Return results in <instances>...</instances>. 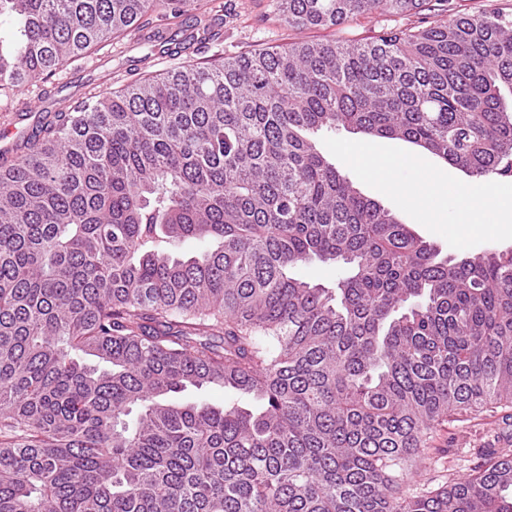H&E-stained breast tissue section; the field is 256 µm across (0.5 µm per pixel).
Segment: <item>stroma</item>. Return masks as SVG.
Listing matches in <instances>:
<instances>
[{
	"label": "stroma",
	"mask_w": 512,
	"mask_h": 512,
	"mask_svg": "<svg viewBox=\"0 0 512 512\" xmlns=\"http://www.w3.org/2000/svg\"><path fill=\"white\" fill-rule=\"evenodd\" d=\"M213 1L216 0H197L196 10L184 17V33H192L196 27L206 24L219 35L218 40L199 45L198 49L189 52V59L197 62L234 57L292 41L334 37L368 41L383 28L419 26L434 16L432 0H422L418 8L406 14L377 12L330 29L295 31L279 19L276 0H217L222 5L218 12L212 9ZM174 34L170 26L153 22L139 38L114 44L110 62L72 63L63 66L60 86H49L44 92L35 87L18 91L16 109L27 112L29 124L35 126L61 108L66 98L91 89L104 88L111 92L131 83L138 74L169 67L170 60L163 47L166 38ZM133 58L141 62L135 72L129 67ZM486 448L512 449V406L481 412L439 428L430 438L424 455L413 464L406 491L412 493L427 485L468 477L481 464L482 451Z\"/></svg>",
	"instance_id": "1"
}]
</instances>
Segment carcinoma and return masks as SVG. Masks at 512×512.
<instances>
[{"mask_svg": "<svg viewBox=\"0 0 512 512\" xmlns=\"http://www.w3.org/2000/svg\"><path fill=\"white\" fill-rule=\"evenodd\" d=\"M190 2L0 0V101ZM417 2L279 11L306 30ZM508 95L494 9L182 61L43 123L0 160V512H512L508 448L402 490L438 427L512 405V250L441 257L316 141L509 179ZM314 259L346 277L290 275ZM371 143H374V144H379V145H385V146H392V147H397V148H401V149H404V150H407L409 152H412L418 156H421L422 158L426 159L427 161L433 163L434 165L438 166L440 169H442L443 171H445L446 173L460 179L461 181L465 182V183H468V184H477V183H480V182H486L488 183V181H484V180H479V179H476L474 177H470L468 175H466L465 173H463L461 170L443 162L442 160L438 159L437 157H434L432 155H428V154H425L423 152H420L418 151L417 149H415L414 147H412L410 144L404 142V141H400V140H389V139H378V140H375Z\"/></svg>", "mask_w": 512, "mask_h": 512, "instance_id": "carcinoma-1", "label": "carcinoma"}]
</instances>
